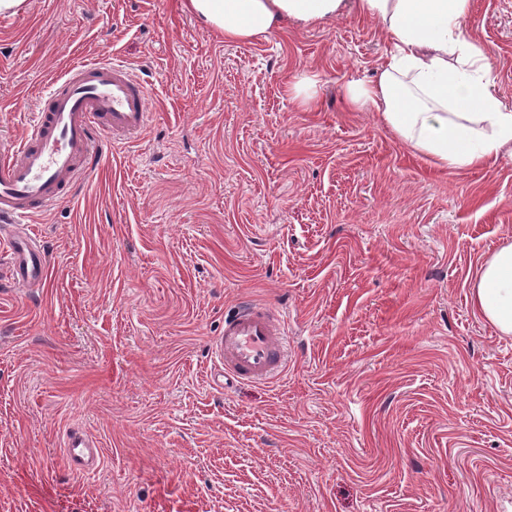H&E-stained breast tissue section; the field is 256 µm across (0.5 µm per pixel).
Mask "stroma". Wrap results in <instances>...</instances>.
<instances>
[{
	"instance_id": "obj_1",
	"label": "stroma",
	"mask_w": 512,
	"mask_h": 512,
	"mask_svg": "<svg viewBox=\"0 0 512 512\" xmlns=\"http://www.w3.org/2000/svg\"><path fill=\"white\" fill-rule=\"evenodd\" d=\"M182 3L0 14V150L72 64L152 91L143 137L34 218L44 284L0 248V512H512V336L470 292L512 240V157L442 170L347 109L393 51L379 22L231 43ZM468 30L512 104V0H472ZM235 302L287 317L280 380L222 387ZM94 447L93 441L82 431L73 429L67 436L65 453L68 463L79 471L90 470L100 459V448Z\"/></svg>"
}]
</instances>
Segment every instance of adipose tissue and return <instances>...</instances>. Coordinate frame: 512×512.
Returning a JSON list of instances; mask_svg holds the SVG:
<instances>
[{
  "mask_svg": "<svg viewBox=\"0 0 512 512\" xmlns=\"http://www.w3.org/2000/svg\"><path fill=\"white\" fill-rule=\"evenodd\" d=\"M356 15L382 22L394 51L376 81L348 82V107L379 112L388 129L433 165L480 167L512 155V107L495 91L493 68L467 29L472 0H354ZM345 0H187L225 41L248 43L296 22L340 17ZM478 314L512 336V242L481 265L472 287Z\"/></svg>",
  "mask_w": 512,
  "mask_h": 512,
  "instance_id": "adipose-tissue-1",
  "label": "adipose tissue"
}]
</instances>
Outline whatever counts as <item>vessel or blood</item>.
<instances>
[{"label":"vessel or blood","instance_id":"obj_1","mask_svg":"<svg viewBox=\"0 0 512 512\" xmlns=\"http://www.w3.org/2000/svg\"><path fill=\"white\" fill-rule=\"evenodd\" d=\"M149 90L125 63L112 60L72 67L40 100L21 143L0 157V223L28 224L68 196L89 173L103 136L137 138L149 121ZM13 282L26 288L42 280L44 250L22 241L10 248ZM225 379L270 384L288 366L283 315L264 304L231 308L216 343ZM67 461L83 471L100 457L82 431L67 436Z\"/></svg>","mask_w":512,"mask_h":512}]
</instances>
